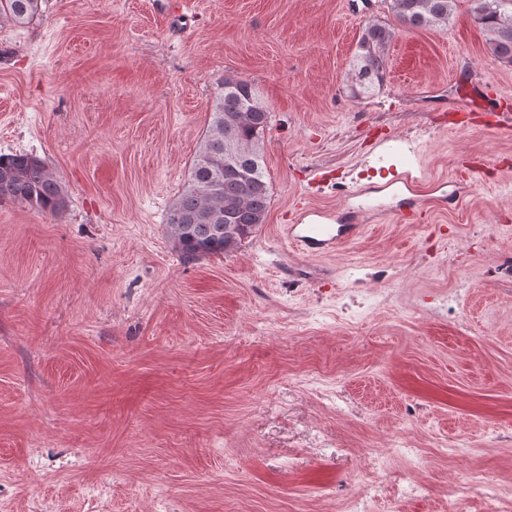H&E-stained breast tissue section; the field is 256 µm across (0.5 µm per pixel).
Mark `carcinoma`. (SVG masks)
<instances>
[{
  "mask_svg": "<svg viewBox=\"0 0 512 512\" xmlns=\"http://www.w3.org/2000/svg\"><path fill=\"white\" fill-rule=\"evenodd\" d=\"M43 0H0V23L23 27L42 15ZM406 28L448 25L456 0H386ZM512 0H472L473 20L493 56L512 63ZM395 34L386 21L363 29L350 64L351 89L370 94L384 80ZM271 112L254 85L226 78L198 144L187 185L169 208L166 230L183 258L199 260L236 249L266 222L270 189L263 141ZM56 216L68 206L65 183L44 160L28 153L0 154V204Z\"/></svg>",
  "mask_w": 512,
  "mask_h": 512,
  "instance_id": "obj_1",
  "label": "carcinoma"
}]
</instances>
